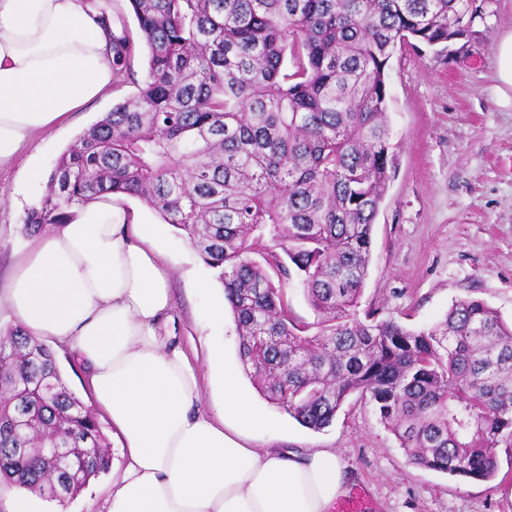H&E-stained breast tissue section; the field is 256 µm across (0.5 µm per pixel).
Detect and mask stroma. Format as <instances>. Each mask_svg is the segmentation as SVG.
Wrapping results in <instances>:
<instances>
[{
  "label": "stroma",
  "instance_id": "stroma-1",
  "mask_svg": "<svg viewBox=\"0 0 512 512\" xmlns=\"http://www.w3.org/2000/svg\"><path fill=\"white\" fill-rule=\"evenodd\" d=\"M466 37L448 47L397 48L390 62L388 112L395 172L373 228L369 277L360 308L415 329L433 326L452 302L484 300L512 320V105L500 100L499 39L512 32V0H476ZM133 87L108 88L58 128L34 135L17 160L0 172V289L30 241L23 219L45 193L24 179L26 167L51 170L61 154ZM127 205L139 223L157 227L155 246L170 274L172 317L163 329L196 364L203 408L219 394L223 368H240L232 315L210 318L224 306L216 269L206 265L183 231L164 223L139 199ZM209 291H201V283ZM69 389L92 406L88 370L67 348L55 350ZM259 412L277 422L253 434L261 448L301 453L331 448L345 474L333 512H512V456L499 453L497 476L469 481L408 463L395 435L367 400L351 397L332 424L315 432L254 393ZM112 474L89 480L72 499L46 502L47 512H102Z\"/></svg>",
  "mask_w": 512,
  "mask_h": 512
}]
</instances>
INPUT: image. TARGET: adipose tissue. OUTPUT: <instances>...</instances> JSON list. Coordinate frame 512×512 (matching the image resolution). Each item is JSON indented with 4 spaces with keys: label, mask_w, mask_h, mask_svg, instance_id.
Wrapping results in <instances>:
<instances>
[{
    "label": "adipose tissue",
    "mask_w": 512,
    "mask_h": 512,
    "mask_svg": "<svg viewBox=\"0 0 512 512\" xmlns=\"http://www.w3.org/2000/svg\"><path fill=\"white\" fill-rule=\"evenodd\" d=\"M101 2L0 0V167L111 86ZM154 238L105 196L32 239L0 294L27 336L70 348L88 369L122 448L104 512H332L344 492L335 453L252 447L238 426L269 421L235 372L201 409L194 364L160 331L171 296Z\"/></svg>",
    "instance_id": "adipose-tissue-1"
}]
</instances>
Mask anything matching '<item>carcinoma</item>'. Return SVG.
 I'll use <instances>...</instances> for the list:
<instances>
[{"label":"carcinoma","mask_w":512,"mask_h":512,"mask_svg":"<svg viewBox=\"0 0 512 512\" xmlns=\"http://www.w3.org/2000/svg\"><path fill=\"white\" fill-rule=\"evenodd\" d=\"M471 0H129L146 48L112 35V85L135 93L60 156L24 232L105 194L140 199L186 233L218 279L244 373L303 426L354 394L410 464L466 480L512 453V324L475 298L427 330L357 309L394 163L389 62L448 43ZM297 284L317 316L296 319ZM101 449L94 414L52 352L0 336V478L65 502L107 465L69 471L41 448Z\"/></svg>","instance_id":"cac0c4a2"}]
</instances>
